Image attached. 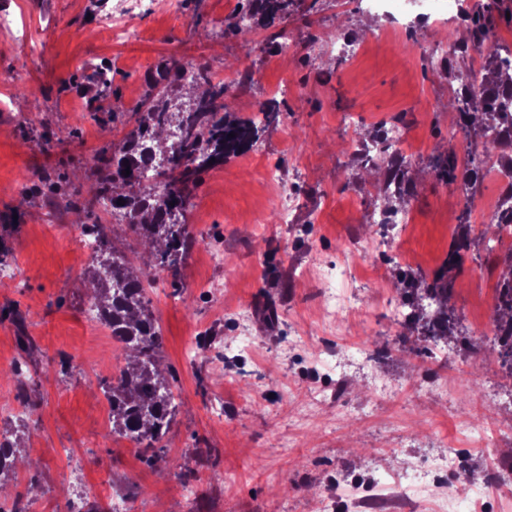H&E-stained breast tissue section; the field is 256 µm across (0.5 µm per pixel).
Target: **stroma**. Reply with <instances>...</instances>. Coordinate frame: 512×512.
Wrapping results in <instances>:
<instances>
[{
  "instance_id": "1",
  "label": "stroma",
  "mask_w": 512,
  "mask_h": 512,
  "mask_svg": "<svg viewBox=\"0 0 512 512\" xmlns=\"http://www.w3.org/2000/svg\"><path fill=\"white\" fill-rule=\"evenodd\" d=\"M241 0H189L182 21L157 14L142 21V36L114 45L104 16L92 0H8L33 38L14 41L0 33V250L12 276L0 283V393L26 391L36 404L21 422L0 420V435L20 429L24 454L15 478L0 482V497H22L29 512H66L70 494L64 473L77 449L85 461V507L106 512L112 495L131 512H414L394 495L356 505L347 489L389 470L422 466L444 445L457 463L447 490L460 494V478L512 482V378L503 368L486 369L472 352L460 350L444 366L415 344V335H395L390 306L401 298L398 271L441 270L465 200L438 181L428 157L448 148L456 112L453 90L435 78L430 61L415 54L410 37L421 7L408 0L400 26L381 13L367 14L361 0H305L286 24L310 49L294 55L258 49L222 32ZM359 43L351 56L326 38L335 28ZM217 73L232 85L231 112L252 115L276 94L283 79L294 87L281 107L285 121L272 126L252 148L204 170L187 214L193 236L180 285L160 274L150 288L158 319L161 365L173 376L178 404L164 440L167 453L148 463L127 438L108 429L107 400L98 386L108 379L122 350L107 329H92L89 290L78 272L89 257L76 225L103 222L101 213L73 207L76 191L92 178L90 161L111 158L113 146L134 126L129 116L109 120L91 113L99 79L111 81L126 111L144 91L145 77L161 61ZM249 61L259 79L235 84V70ZM29 122L21 124L16 113ZM397 123L410 134L407 155L417 194L412 222L398 250L381 254L364 216L381 198V181L357 151L380 123ZM64 140H57V133ZM299 177L300 204L290 224L273 223L280 189L264 176ZM62 176V188L30 187L44 173ZM223 252V265L211 253ZM501 249L479 250L465 259L451 304L470 318L483 346H490L483 321L493 312L502 269ZM357 263L356 276L337 281L356 305L370 313L361 328L322 319L316 279L320 260ZM247 305L253 345L243 358H225L223 344L234 333L227 309ZM310 347L326 345L345 355L349 342L380 351L366 372L350 363L340 375L318 374L309 349L280 357L276 347L294 331ZM82 353L85 374L65 370L63 358ZM408 381L395 396L378 397L376 384ZM319 387L323 398L305 396ZM494 401L495 444L470 432L473 404ZM224 408L214 419V403ZM192 472L200 495L186 503L182 473Z\"/></svg>"
}]
</instances>
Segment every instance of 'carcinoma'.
<instances>
[{
	"mask_svg": "<svg viewBox=\"0 0 512 512\" xmlns=\"http://www.w3.org/2000/svg\"><path fill=\"white\" fill-rule=\"evenodd\" d=\"M297 7L298 0H243L242 9L248 12L250 24L242 25L230 16L224 29L247 37L287 19ZM481 19L480 15L470 16L469 40L459 43L443 69L448 83L457 84V126L474 142L487 127L504 126L512 102V64L501 66L505 46ZM471 48L479 51L482 65L463 82L456 64L469 56ZM173 70H180L178 62L166 60L156 67L153 77L145 79V94L131 108L134 128L108 163L102 165L98 157L92 158L94 180L87 195L72 202L86 210L102 199L112 201V209L123 212L127 226L151 256L150 262L137 268L116 248L113 237H105L83 272L92 288L91 298L112 327V339L126 354L116 378L99 382L112 407V433L134 440L149 462L165 454L163 440L177 404L172 383L161 368L163 337L146 296V285L162 271L177 275L185 260L192 241L186 224L187 204L199 172L222 165L225 159L253 146L270 126L279 123L281 115L280 102L271 98L260 105V115L245 119L235 116L228 111L232 88L206 70L189 82L190 87L202 89L201 94L178 104L169 94ZM507 131L506 137L485 144L486 152L498 157L508 171L509 183L503 194L506 208L483 223L479 237L473 235L470 210H465L444 269L432 275L411 276L403 283V304L410 309L407 322L424 337L446 340L458 335V317L448 310L456 282L452 271L484 239L490 236L500 241L503 229L512 227V126ZM230 133L234 137H228ZM156 158L159 169L155 170V184L146 189L141 186L140 175ZM411 166V161L389 155L373 162L385 188L396 185L399 205L387 206L390 211L406 210L416 193V184L405 178ZM429 167L447 184L464 177L474 189L482 179L475 168L468 174L462 171L451 151L432 156ZM126 169L130 170L127 176L122 174ZM502 263L508 268V277L497 288L496 339L501 366L512 376V250L504 254ZM109 271L110 280L103 277ZM17 448L16 437L0 440V477L15 472Z\"/></svg>",
	"mask_w": 512,
	"mask_h": 512,
	"instance_id": "obj_1",
	"label": "carcinoma"
}]
</instances>
